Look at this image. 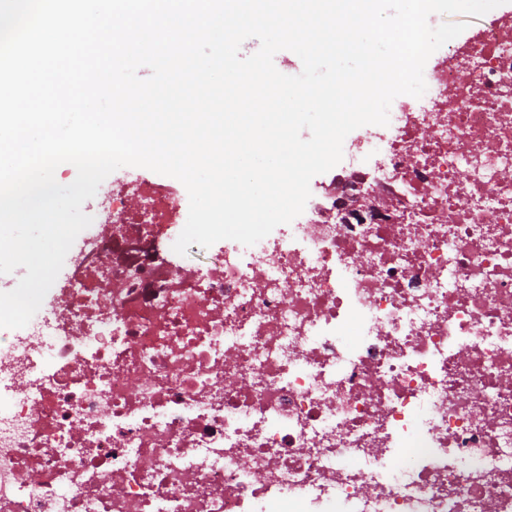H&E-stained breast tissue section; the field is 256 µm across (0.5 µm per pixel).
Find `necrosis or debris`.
<instances>
[{
	"label": "necrosis or debris",
	"mask_w": 512,
	"mask_h": 512,
	"mask_svg": "<svg viewBox=\"0 0 512 512\" xmlns=\"http://www.w3.org/2000/svg\"><path fill=\"white\" fill-rule=\"evenodd\" d=\"M424 79L301 215L178 277L181 184L99 186L0 338V512H512V11Z\"/></svg>",
	"instance_id": "obj_1"
}]
</instances>
